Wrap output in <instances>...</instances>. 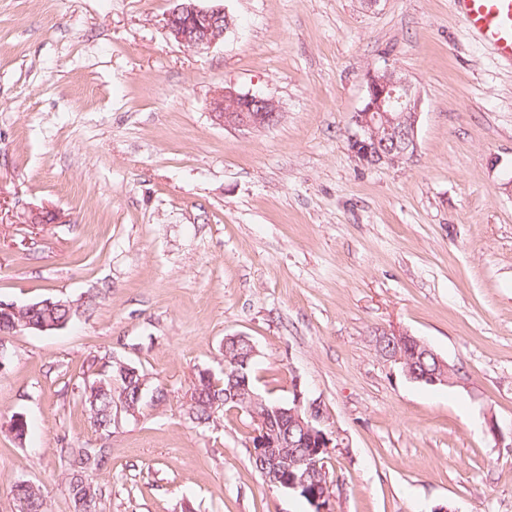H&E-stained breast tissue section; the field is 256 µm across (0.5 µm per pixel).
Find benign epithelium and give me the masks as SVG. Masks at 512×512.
<instances>
[{
  "instance_id": "obj_1",
  "label": "benign epithelium",
  "mask_w": 512,
  "mask_h": 512,
  "mask_svg": "<svg viewBox=\"0 0 512 512\" xmlns=\"http://www.w3.org/2000/svg\"><path fill=\"white\" fill-rule=\"evenodd\" d=\"M173 3L174 7L165 17V29L181 45L210 47L232 29V19L221 5L202 7L199 0H173ZM364 82V103L354 113L348 132L349 150L355 160L368 167L398 166L417 151L420 96L396 69L370 70ZM210 117L226 129L256 132L277 125L282 113L271 98L226 88L212 97ZM32 305L50 309L64 306L71 316L77 311L72 301L61 297L44 298L21 306L0 300V308L10 314H18ZM232 341L243 345L244 349L234 360L233 368H224V377L228 379L225 395L228 401L242 404L258 424L253 429L252 458L258 460L268 485L293 491L308 489V472L299 470L300 461L291 464L284 459L280 449L293 447L286 427L297 428L302 431L298 446L307 449L306 457L313 459L317 466L325 462L318 455L327 451L332 441L321 427V400L309 398L297 380L292 400L285 406L269 409L264 399L250 388L247 374V368L257 363L260 352L245 335L224 338L226 344ZM373 342L379 356L396 367L406 380L429 386L453 383L455 369L425 340L393 327L378 330ZM427 357L435 362L433 369L417 370L416 363Z\"/></svg>"
}]
</instances>
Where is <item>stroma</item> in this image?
I'll list each match as a JSON object with an SVG mask.
<instances>
[{"mask_svg": "<svg viewBox=\"0 0 512 512\" xmlns=\"http://www.w3.org/2000/svg\"><path fill=\"white\" fill-rule=\"evenodd\" d=\"M217 1L235 28L196 49L165 31L171 0H0V300L78 306L1 341L0 512L21 481L74 512L77 443L110 450L100 512H312L253 469L246 412H187L235 334L259 395L297 378L321 400L332 512H512V66L449 0ZM385 68L420 93L418 148L367 168L347 135ZM225 87L283 120L214 124ZM43 206L58 221L29 223ZM390 327L458 383L402 377L373 346ZM107 360L164 402L99 429L83 391Z\"/></svg>", "mask_w": 512, "mask_h": 512, "instance_id": "stroma-1", "label": "stroma"}]
</instances>
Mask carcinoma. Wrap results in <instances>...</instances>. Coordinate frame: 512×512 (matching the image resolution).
<instances>
[{
    "label": "carcinoma",
    "instance_id": "cac0c4a2",
    "mask_svg": "<svg viewBox=\"0 0 512 512\" xmlns=\"http://www.w3.org/2000/svg\"><path fill=\"white\" fill-rule=\"evenodd\" d=\"M67 315L68 311L65 309L43 307L26 312L22 318L3 312L0 314V331L10 333L22 330L28 320L34 323H59ZM146 385V374L139 369L130 365L122 368L116 362L111 363L104 377L84 389V404L90 418L96 426L109 428L112 425L113 411L118 405H127L137 410L141 408ZM224 389V385L220 386L210 379L198 377L192 401L188 405L192 418L199 423H207L220 405H225L227 410L236 407L233 402L224 403ZM64 453L67 458L66 473L72 501L82 503L81 512H98L101 491L90 480V473L105 465L108 459L107 449L71 446L64 449ZM11 493L19 505L24 507L25 512H48L46 497L39 485L17 482L11 486Z\"/></svg>",
    "mask_w": 512,
    "mask_h": 512
}]
</instances>
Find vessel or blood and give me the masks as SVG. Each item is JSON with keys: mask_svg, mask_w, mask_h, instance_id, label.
Masks as SVG:
<instances>
[{"mask_svg": "<svg viewBox=\"0 0 512 512\" xmlns=\"http://www.w3.org/2000/svg\"><path fill=\"white\" fill-rule=\"evenodd\" d=\"M450 4L484 48L512 64V0H450Z\"/></svg>", "mask_w": 512, "mask_h": 512, "instance_id": "1", "label": "vessel or blood"}]
</instances>
